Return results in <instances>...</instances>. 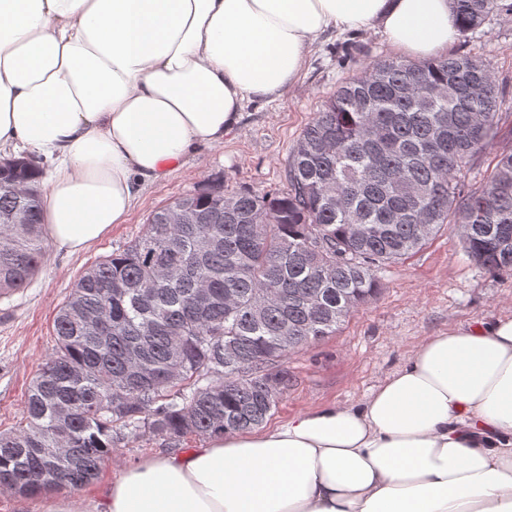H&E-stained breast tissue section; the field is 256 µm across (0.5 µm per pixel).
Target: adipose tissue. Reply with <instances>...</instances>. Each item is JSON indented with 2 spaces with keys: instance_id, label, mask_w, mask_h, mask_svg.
<instances>
[{
  "instance_id": "obj_1",
  "label": "adipose tissue",
  "mask_w": 512,
  "mask_h": 512,
  "mask_svg": "<svg viewBox=\"0 0 512 512\" xmlns=\"http://www.w3.org/2000/svg\"><path fill=\"white\" fill-rule=\"evenodd\" d=\"M368 27L415 56L459 35L451 0H0V153L52 162L47 232L81 252ZM93 512H512V315L426 338L360 403L125 468Z\"/></svg>"
}]
</instances>
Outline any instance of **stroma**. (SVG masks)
Segmentation results:
<instances>
[{"label": "stroma", "instance_id": "1", "mask_svg": "<svg viewBox=\"0 0 512 512\" xmlns=\"http://www.w3.org/2000/svg\"><path fill=\"white\" fill-rule=\"evenodd\" d=\"M349 42L362 45L363 54H339ZM451 50L487 59L500 99L512 105V13L492 15ZM404 56L377 27L326 34L309 49L301 75L282 98L247 104L223 144L198 147L164 179L145 184L124 223L82 252L50 250L23 292L0 298V431L21 420L30 384L54 347L56 313L85 269L131 245L155 209L183 194L219 180L234 189H285L289 156L326 96L363 67ZM379 277L380 296L352 312L335 335L288 353L284 365L293 384L269 424L323 405L359 402L427 337L512 314V274L494 277L471 261L454 224L441 225L421 249L380 270ZM205 442L189 435L174 443L148 433L121 441L98 477L70 493L73 512H90L101 488L122 468Z\"/></svg>", "mask_w": 512, "mask_h": 512}]
</instances>
